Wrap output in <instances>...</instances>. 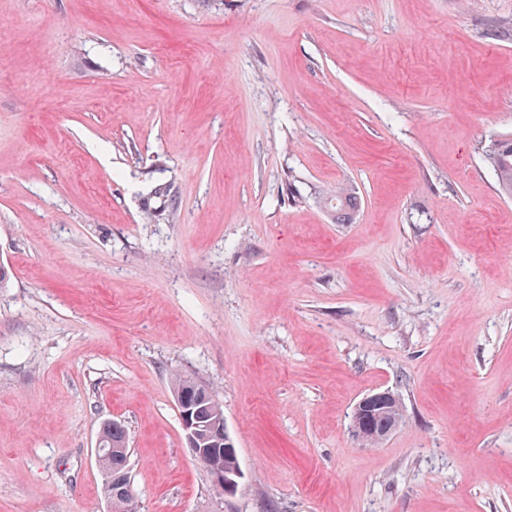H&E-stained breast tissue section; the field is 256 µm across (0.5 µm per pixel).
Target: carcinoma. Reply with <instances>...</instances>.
Listing matches in <instances>:
<instances>
[{
  "label": "carcinoma",
  "instance_id": "1",
  "mask_svg": "<svg viewBox=\"0 0 512 512\" xmlns=\"http://www.w3.org/2000/svg\"><path fill=\"white\" fill-rule=\"evenodd\" d=\"M485 160L496 172L500 191L512 198V138L494 143L486 152ZM326 203L338 224L349 223L358 208L357 196L346 186L337 188L334 194L326 198ZM171 383L178 400L194 402L202 395H211L206 387L179 373L172 375ZM99 437L103 447L107 449L100 463L104 472L105 496L112 501L115 512H138L129 482V450L124 427L117 422H105L100 428ZM207 443L211 451L198 460L200 466L206 471L215 468L233 470L238 463V455L224 454V438L213 432Z\"/></svg>",
  "mask_w": 512,
  "mask_h": 512
}]
</instances>
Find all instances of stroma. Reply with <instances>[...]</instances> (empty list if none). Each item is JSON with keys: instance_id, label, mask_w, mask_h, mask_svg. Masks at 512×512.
<instances>
[{"instance_id": "35a3bbf8", "label": "stroma", "mask_w": 512, "mask_h": 512, "mask_svg": "<svg viewBox=\"0 0 512 512\" xmlns=\"http://www.w3.org/2000/svg\"><path fill=\"white\" fill-rule=\"evenodd\" d=\"M509 135L512 0H0V512H512ZM485 160L496 172L500 191L512 198V138L494 143L486 152ZM332 217L338 224H347L358 208V198L347 186L338 187L336 192L326 198ZM171 383L176 400L185 399L189 402H194L202 395L213 397L206 387L179 373L172 375ZM179 417L184 432L187 448L194 459L199 458L203 453L208 452V448L204 445L205 439L209 435L210 430L224 428L225 439H227V427L224 421V412L220 408V404L211 401L207 406L210 408L209 421H202L193 414L187 405L180 403ZM103 448L112 449L104 452L100 440L97 442V461L104 472V493L110 504L109 512H138V505L130 488L128 471V446L124 427L117 422H104L99 431ZM101 455L105 456L101 463ZM114 508L115 511L112 509ZM207 443V446L212 448V450L196 461L206 472L211 469L220 468L208 474L211 482L215 484L212 485L213 490L220 499H222V497L226 498L235 495L238 491L239 479L241 478L240 467L237 466L234 468L236 463L239 464L237 450L235 455H224V438L216 432L210 434ZM221 468L224 469L222 470ZM224 470H233L231 477L228 476L227 473L224 474Z\"/></svg>"}]
</instances>
